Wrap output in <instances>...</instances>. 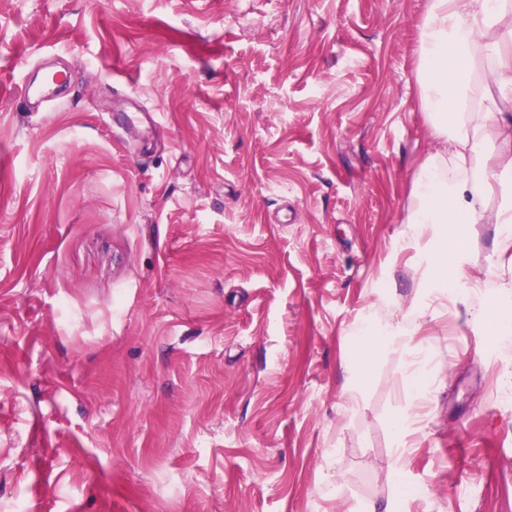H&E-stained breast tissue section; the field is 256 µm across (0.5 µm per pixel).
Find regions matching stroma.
<instances>
[{"mask_svg":"<svg viewBox=\"0 0 512 512\" xmlns=\"http://www.w3.org/2000/svg\"><path fill=\"white\" fill-rule=\"evenodd\" d=\"M426 6L0 0V512H512L467 288L344 393L345 331L415 291ZM48 63L67 91L23 104ZM495 236L470 225L472 277L512 272ZM414 361L434 402L396 477Z\"/></svg>","mask_w":512,"mask_h":512,"instance_id":"1","label":"stroma"}]
</instances>
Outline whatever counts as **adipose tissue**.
I'll list each match as a JSON object with an SVG mask.
<instances>
[{
	"mask_svg": "<svg viewBox=\"0 0 512 512\" xmlns=\"http://www.w3.org/2000/svg\"><path fill=\"white\" fill-rule=\"evenodd\" d=\"M418 29L420 109L440 147L420 165L402 237L427 261L416 268L417 302L387 305L384 317L348 328L352 350L343 367L351 406L377 355L406 353L427 323L429 303L455 302L453 284L469 277L463 226L494 225L498 251L512 253V0H427ZM489 129L498 141L490 178L480 166ZM495 194L501 201L492 208Z\"/></svg>",
	"mask_w": 512,
	"mask_h": 512,
	"instance_id": "1",
	"label": "adipose tissue"
}]
</instances>
